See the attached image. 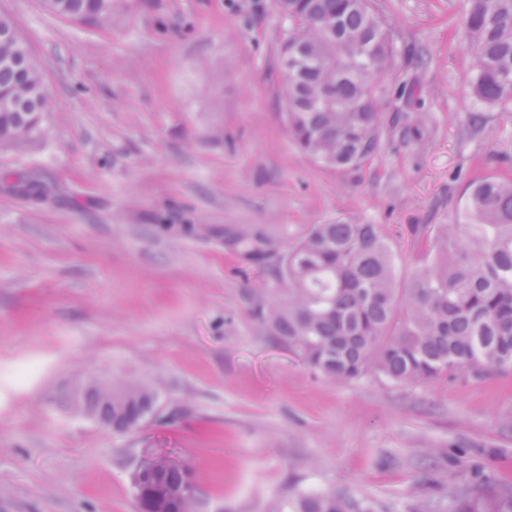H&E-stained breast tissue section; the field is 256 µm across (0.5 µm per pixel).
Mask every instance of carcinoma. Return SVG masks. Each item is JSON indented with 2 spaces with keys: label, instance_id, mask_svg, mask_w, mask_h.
<instances>
[{
  "label": "carcinoma",
  "instance_id": "1",
  "mask_svg": "<svg viewBox=\"0 0 512 512\" xmlns=\"http://www.w3.org/2000/svg\"><path fill=\"white\" fill-rule=\"evenodd\" d=\"M461 26L471 46V96L512 104V0H467ZM55 15L103 20L120 0H44ZM298 20L297 65L287 70L288 132L309 158L336 169L374 154L381 143V88L376 76L393 66L394 39L369 0H277ZM0 15V134L26 139L34 130L19 112L46 114L50 99L41 67ZM425 117L404 116L403 136L418 140ZM419 267L399 282L381 224H312L282 257L284 302L255 317L331 380L372 377L415 386L442 377L512 370V178L470 183L452 224H412ZM229 250L257 267L267 252L238 230ZM159 410V395L129 382L112 383L115 432L138 428ZM165 490L184 496L191 469L153 457ZM280 512H369L334 492L301 494Z\"/></svg>",
  "mask_w": 512,
  "mask_h": 512
}]
</instances>
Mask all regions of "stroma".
I'll return each instance as SVG.
<instances>
[{
    "label": "stroma",
    "instance_id": "obj_1",
    "mask_svg": "<svg viewBox=\"0 0 512 512\" xmlns=\"http://www.w3.org/2000/svg\"><path fill=\"white\" fill-rule=\"evenodd\" d=\"M397 46L381 146L330 170L288 133L275 0H129L102 22L0 0L42 68L40 131L0 146V512H137L129 476L187 462L198 512H279L331 490L373 512H493L512 483V372L413 387L332 382L253 315L312 224H449L477 176H512V111L469 93L466 0H373ZM428 116L423 145L398 115ZM270 241L256 269L228 228ZM39 369L26 381L16 370ZM127 379L160 413L116 433L76 410Z\"/></svg>",
    "mask_w": 512,
    "mask_h": 512
}]
</instances>
